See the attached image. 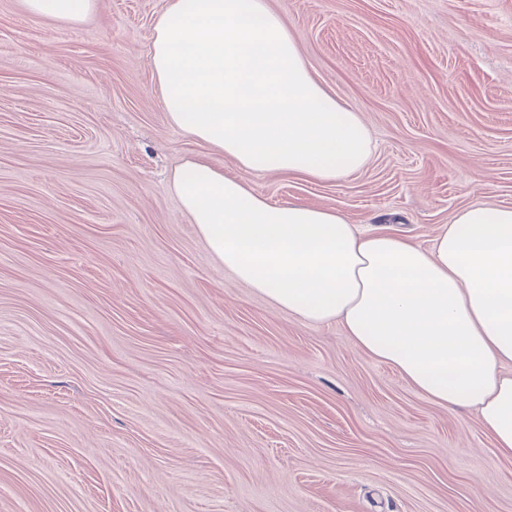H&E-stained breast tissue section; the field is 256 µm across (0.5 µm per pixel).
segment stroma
Instances as JSON below:
<instances>
[{"mask_svg": "<svg viewBox=\"0 0 512 512\" xmlns=\"http://www.w3.org/2000/svg\"><path fill=\"white\" fill-rule=\"evenodd\" d=\"M360 112L368 166L251 176L421 247L512 206V0H268ZM167 0L79 25L0 0V512H512V460L225 272L171 189L194 143L151 66Z\"/></svg>", "mask_w": 512, "mask_h": 512, "instance_id": "stroma-1", "label": "stroma"}]
</instances>
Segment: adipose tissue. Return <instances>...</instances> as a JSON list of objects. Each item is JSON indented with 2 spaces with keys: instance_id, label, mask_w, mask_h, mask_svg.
<instances>
[{
  "instance_id": "adipose-tissue-1",
  "label": "adipose tissue",
  "mask_w": 512,
  "mask_h": 512,
  "mask_svg": "<svg viewBox=\"0 0 512 512\" xmlns=\"http://www.w3.org/2000/svg\"><path fill=\"white\" fill-rule=\"evenodd\" d=\"M29 14L80 23L96 0H23ZM152 63L169 123L224 154L237 177L187 159L172 190L215 258L300 320L339 322L356 348L435 404L475 409L512 458V207L458 210L430 247L338 210L270 204L248 177L333 182L374 145L360 113L310 74L267 0H167Z\"/></svg>"
}]
</instances>
